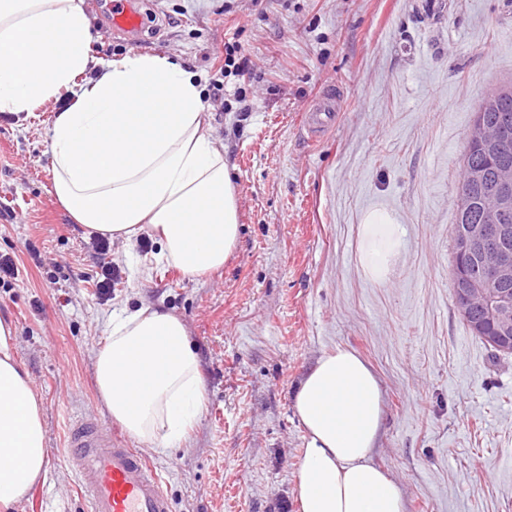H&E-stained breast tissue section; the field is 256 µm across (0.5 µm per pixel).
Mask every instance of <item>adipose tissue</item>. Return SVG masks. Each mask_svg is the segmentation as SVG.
I'll list each match as a JSON object with an SVG mask.
<instances>
[{
    "label": "adipose tissue",
    "mask_w": 512,
    "mask_h": 512,
    "mask_svg": "<svg viewBox=\"0 0 512 512\" xmlns=\"http://www.w3.org/2000/svg\"><path fill=\"white\" fill-rule=\"evenodd\" d=\"M84 0H0V113L18 115L76 90L51 134L54 194L89 233L126 245L148 233L159 259L199 277L223 267L240 234L224 142L196 73L161 54L100 61ZM398 247L384 211L362 223L359 262L380 279ZM0 319V507L46 476L40 402ZM100 401L157 452L182 447L202 411L200 362L185 322L145 306L113 318L95 354ZM305 431L297 512H404L394 479L373 461L382 424L379 380L354 351L317 359L293 397Z\"/></svg>",
    "instance_id": "1"
}]
</instances>
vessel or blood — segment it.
I'll return each instance as SVG.
<instances>
[{
    "label": "vessel or blood",
    "mask_w": 512,
    "mask_h": 512,
    "mask_svg": "<svg viewBox=\"0 0 512 512\" xmlns=\"http://www.w3.org/2000/svg\"><path fill=\"white\" fill-rule=\"evenodd\" d=\"M142 19L134 0H111L114 32L135 34ZM336 102L323 99L306 114L320 133L333 121ZM68 460L76 472L85 512H172L171 500L154 466L103 422L78 420L67 433Z\"/></svg>",
    "instance_id": "1"
}]
</instances>
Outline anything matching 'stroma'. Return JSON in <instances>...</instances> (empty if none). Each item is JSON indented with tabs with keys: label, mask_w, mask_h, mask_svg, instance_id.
<instances>
[{
	"label": "stroma",
	"mask_w": 512,
	"mask_h": 512,
	"mask_svg": "<svg viewBox=\"0 0 512 512\" xmlns=\"http://www.w3.org/2000/svg\"><path fill=\"white\" fill-rule=\"evenodd\" d=\"M93 51L154 50L201 78L240 202L238 244L220 270L174 273L141 234L93 237L53 194L59 107L0 114V315L42 404L47 475L14 512H83L64 439L108 420L94 357L114 312L165 308L187 325L205 379L187 447L127 437L161 476L173 512H283L303 429L294 388L324 353L358 351L375 370L384 421L373 452L404 512H512V355L460 316L451 276L461 158L482 97L512 82V0H141L138 41L114 35L108 0H85ZM251 60L224 76L225 42ZM242 87L244 101L224 106ZM336 122L314 136L305 110L326 92ZM371 210L399 226L386 279L359 263ZM120 270L110 296L103 263Z\"/></svg>",
	"instance_id": "35a3bbf8"
}]
</instances>
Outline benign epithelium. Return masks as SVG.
I'll list each match as a JSON object with an SVG mask.
<instances>
[{
    "instance_id": "7a95c632",
    "label": "benign epithelium",
    "mask_w": 512,
    "mask_h": 512,
    "mask_svg": "<svg viewBox=\"0 0 512 512\" xmlns=\"http://www.w3.org/2000/svg\"><path fill=\"white\" fill-rule=\"evenodd\" d=\"M502 133L479 122L470 142L477 151L497 147ZM512 205V168H501L487 193L484 223L465 224L456 232L452 249L460 260H483L486 277L476 283L465 273L456 278L457 307L464 318L481 309L496 322L493 344L503 350L512 348V251L503 246L512 237V225L501 223V216Z\"/></svg>"
}]
</instances>
